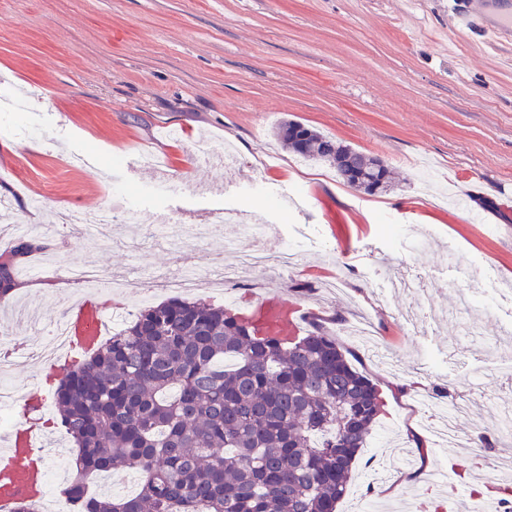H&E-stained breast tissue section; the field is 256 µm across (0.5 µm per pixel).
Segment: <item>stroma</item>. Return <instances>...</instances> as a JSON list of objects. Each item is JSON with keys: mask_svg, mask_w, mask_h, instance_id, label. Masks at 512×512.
<instances>
[{"mask_svg": "<svg viewBox=\"0 0 512 512\" xmlns=\"http://www.w3.org/2000/svg\"><path fill=\"white\" fill-rule=\"evenodd\" d=\"M457 0H0V197L16 220L43 225L58 260L29 281L39 325L63 309L52 290L67 269L95 265L104 276L142 282L141 300L169 295L159 274L187 262L203 272L231 266L224 241L172 248L148 227L179 208L195 214L246 211L279 228L298 265L243 274L233 286L203 284L197 300L237 309L260 286L324 317L352 346L338 319L366 314L392 365L358 350L355 368L376 385L383 407L361 449L337 512H418L449 487L499 494L492 469L465 448L426 447L415 395L447 388L466 405L462 436L496 432L512 407V383L492 349L512 300V41L494 42L480 21L458 26ZM284 120L380 158L392 190L349 187L326 162L306 161L274 135ZM232 143L237 166L198 163L206 142ZM150 152L160 168L142 165ZM92 167L69 166L70 156ZM131 184L138 221L96 245L55 212L76 216L112 203V185ZM478 273L477 305L434 322L407 320L425 301L450 307L465 271ZM415 275L424 291L402 298L388 281ZM342 291L330 290L334 278Z\"/></svg>", "mask_w": 512, "mask_h": 512, "instance_id": "1", "label": "stroma"}]
</instances>
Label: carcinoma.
I'll return each instance as SVG.
<instances>
[{
	"label": "carcinoma",
	"instance_id": "1",
	"mask_svg": "<svg viewBox=\"0 0 512 512\" xmlns=\"http://www.w3.org/2000/svg\"><path fill=\"white\" fill-rule=\"evenodd\" d=\"M293 126L302 123L275 131L289 151L333 164L366 193L391 186L380 158L308 127L298 139ZM46 250L22 238L0 260V305L23 287L17 268ZM54 405L77 447L79 512H336L380 397L319 323L285 341L175 297L99 340L60 381ZM120 468L141 473L136 495L91 489L90 479Z\"/></svg>",
	"mask_w": 512,
	"mask_h": 512
}]
</instances>
